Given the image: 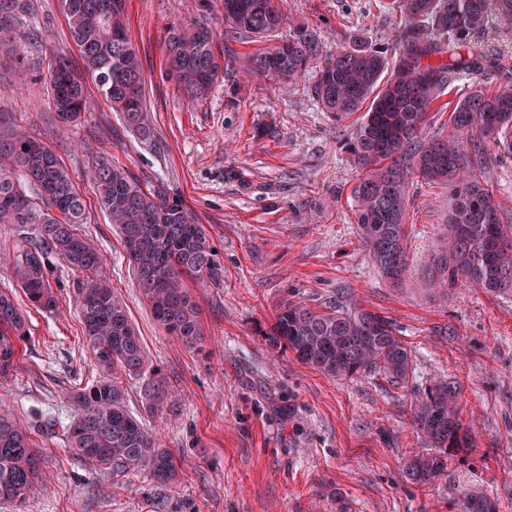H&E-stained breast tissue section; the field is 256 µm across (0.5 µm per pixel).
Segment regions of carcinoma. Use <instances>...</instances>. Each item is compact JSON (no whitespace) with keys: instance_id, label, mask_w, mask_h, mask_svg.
Segmentation results:
<instances>
[{"instance_id":"carcinoma-1","label":"carcinoma","mask_w":512,"mask_h":512,"mask_svg":"<svg viewBox=\"0 0 512 512\" xmlns=\"http://www.w3.org/2000/svg\"><path fill=\"white\" fill-rule=\"evenodd\" d=\"M82 69L52 52L44 80L51 105L63 125L86 112L87 80L121 114L126 126L148 140L153 130L144 106L140 58L129 38L125 0H62ZM400 23L389 54L387 43L351 36L334 51L325 50L319 28L299 23L288 39L247 56L244 76L283 87L313 71L314 95L322 111L336 117L363 112L353 136L343 144L363 174L354 187L356 224L372 262L385 275L403 244L409 179L448 189V234L434 257L433 284L467 285L489 294L512 292V225L484 170L493 158L512 155V84L488 92L474 88L453 108L445 138H425L430 113L442 111L437 100L459 75H481L500 57L469 49L490 19L512 27V0H394ZM224 35L267 39L283 17L276 0H222ZM20 0H0V44L12 38L23 15ZM215 35L194 21L173 25L165 48L166 73L191 100L204 98L219 77L229 82L227 103H235L234 71L221 63ZM450 60H445L444 55ZM92 181L99 208L120 232L137 285L154 318L170 334L191 343L200 336L196 308L183 287L186 277L214 279L219 265L214 246L201 225L175 196L147 191L140 181L110 160L95 162ZM34 193L40 204L29 199ZM86 202L70 173L49 145L25 130L0 124V224H31L33 232L13 248L12 265L30 304L55 308L50 283L54 260L82 274L77 307L97 367L105 376L71 393L79 408L65 427L70 453L105 465L119 480L135 471L159 485L172 483L177 461L158 434L125 407V391L107 374L140 376L146 354L123 303L101 274L103 259L78 232L86 222ZM276 351L290 352L305 365L331 378L374 372L404 387L412 372L410 351L380 315L338 306L316 312L289 303L267 332ZM25 319L11 294L0 290V379L17 359L25 340ZM163 385L151 379L143 389L148 409L164 400ZM457 388L436 384L417 397L414 424L431 452L405 466L404 478L430 483L445 455L467 454L474 447L456 413ZM41 457L27 434L0 414V501L23 504L35 487Z\"/></svg>"}]
</instances>
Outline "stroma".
<instances>
[{
    "label": "stroma",
    "instance_id": "35a3bbf8",
    "mask_svg": "<svg viewBox=\"0 0 512 512\" xmlns=\"http://www.w3.org/2000/svg\"><path fill=\"white\" fill-rule=\"evenodd\" d=\"M391 0H279L285 40L294 23L320 28L328 48L353 34L392 40ZM32 11L13 44L0 46V114L47 142L83 195L81 232L104 258L103 270L129 311L148 353L151 376L170 389L162 410L146 413L149 376H121L130 412L141 416L180 458L172 486L146 473L113 480L75 459L62 433L67 396L96 380L94 355L78 316V275L56 262L58 303H28L5 258L21 232L0 224V290L12 289L27 338L16 369L0 385V411L11 414L44 458L39 483L22 507L0 512H458L467 490L512 512V296L472 287L433 288L432 257L448 218V192L409 182L404 224L406 270L381 276L354 222L361 177L343 143L360 113L323 112L313 75L290 89L242 82L234 105L216 84L186 100L165 73L166 32L198 17V0H126L129 35L145 78V106L155 137L143 141L87 84L90 110L59 128L41 78L48 47L80 64L61 0H29ZM148 187L178 196L202 224L221 264L218 279H185L198 309L202 340L186 345L154 320L139 294L123 244L96 204L89 172L99 157ZM323 312L356 305L387 318L412 355L406 387L378 373L329 378L275 352L265 332L286 303ZM458 390L457 410L476 446L448 458L428 485L403 481L402 468L424 453L411 424L412 402L437 380Z\"/></svg>",
    "mask_w": 512,
    "mask_h": 512
}]
</instances>
